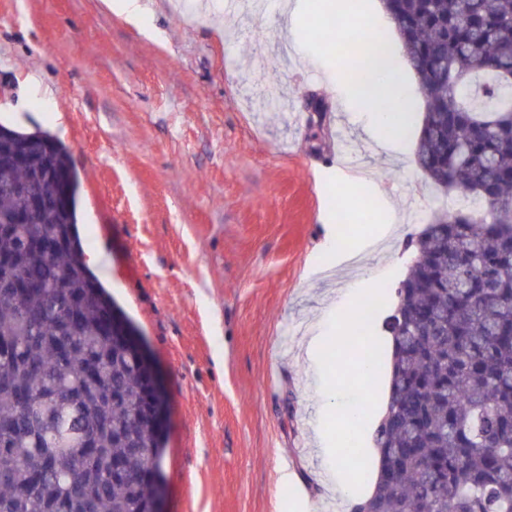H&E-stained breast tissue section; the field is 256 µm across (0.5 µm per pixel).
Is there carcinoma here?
Returning <instances> with one entry per match:
<instances>
[{
    "mask_svg": "<svg viewBox=\"0 0 512 512\" xmlns=\"http://www.w3.org/2000/svg\"><path fill=\"white\" fill-rule=\"evenodd\" d=\"M382 2L433 88L417 167L457 205L394 289L378 481L350 512H512V0ZM60 172L67 206L32 207ZM78 190L62 142L0 126V512H152L163 494L167 395L109 331L134 334L83 258ZM348 327L331 355L367 322Z\"/></svg>",
    "mask_w": 512,
    "mask_h": 512,
    "instance_id": "1",
    "label": "carcinoma"
}]
</instances>
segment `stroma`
Returning <instances> with one entry per match:
<instances>
[{"label": "stroma", "instance_id": "stroma-1", "mask_svg": "<svg viewBox=\"0 0 512 512\" xmlns=\"http://www.w3.org/2000/svg\"><path fill=\"white\" fill-rule=\"evenodd\" d=\"M0 0V124L43 129L80 180L86 261L130 318L168 394L163 512H297L336 495L321 390L360 391L305 344L354 270L317 276L333 174L357 150L393 196L398 235L366 265L393 284L445 207L413 152L368 141L335 67L288 35L285 0ZM38 82H30V73Z\"/></svg>", "mask_w": 512, "mask_h": 512}]
</instances>
